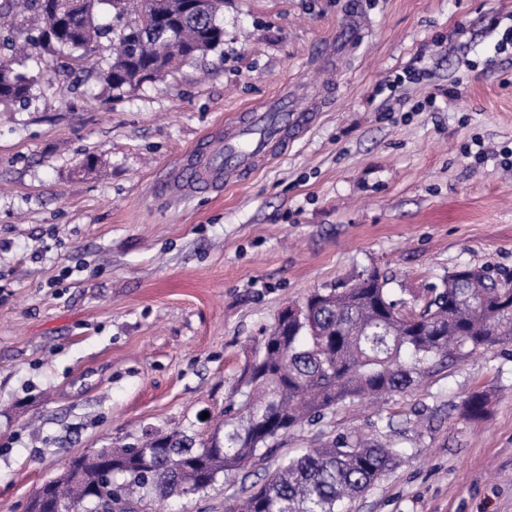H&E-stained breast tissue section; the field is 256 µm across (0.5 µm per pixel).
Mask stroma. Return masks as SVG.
<instances>
[{
    "label": "stroma",
    "mask_w": 512,
    "mask_h": 512,
    "mask_svg": "<svg viewBox=\"0 0 512 512\" xmlns=\"http://www.w3.org/2000/svg\"><path fill=\"white\" fill-rule=\"evenodd\" d=\"M347 4L224 0L223 48L164 80L112 91L62 69L0 112V512H28L92 449L208 435L312 291L375 271L414 311L456 268L512 273V165L468 154L512 148V53L494 52L512 0H359V41L328 71ZM284 89L318 108L286 150L233 184L161 191L203 135ZM341 434L402 451L349 512H512V344L337 404L184 512H226Z\"/></svg>",
    "instance_id": "35a3bbf8"
}]
</instances>
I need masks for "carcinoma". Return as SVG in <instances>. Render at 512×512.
I'll return each mask as SVG.
<instances>
[{
	"instance_id": "1",
	"label": "carcinoma",
	"mask_w": 512,
	"mask_h": 512,
	"mask_svg": "<svg viewBox=\"0 0 512 512\" xmlns=\"http://www.w3.org/2000/svg\"><path fill=\"white\" fill-rule=\"evenodd\" d=\"M0 0V105L28 104L34 86L51 84L25 71V47L64 52L66 67L96 75L120 91L198 61L224 46V0ZM104 3L112 23L96 6ZM112 40L104 67L91 62L100 39ZM302 319H280L243 372L234 417L200 440L185 430L147 438L135 458L125 448L71 459L45 482L30 512H95L103 470L112 473V512H151L156 504L200 494L239 469L269 443L347 398L400 393L453 355L512 342V289L489 273L472 281L458 268L432 290L420 312L403 311L388 280L372 272L351 288L314 292ZM475 392L464 416L486 413ZM400 456L388 444L340 435L286 460L246 501L229 512H340Z\"/></svg>"
}]
</instances>
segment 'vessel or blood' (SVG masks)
<instances>
[{
    "mask_svg": "<svg viewBox=\"0 0 512 512\" xmlns=\"http://www.w3.org/2000/svg\"><path fill=\"white\" fill-rule=\"evenodd\" d=\"M309 120V113L296 111L284 95L251 107L230 120V131L222 144L208 139L200 142L167 189L203 190L212 188L223 177L243 178L276 156Z\"/></svg>",
    "mask_w": 512,
    "mask_h": 512,
    "instance_id": "b4317fda",
    "label": "vessel or blood"
}]
</instances>
